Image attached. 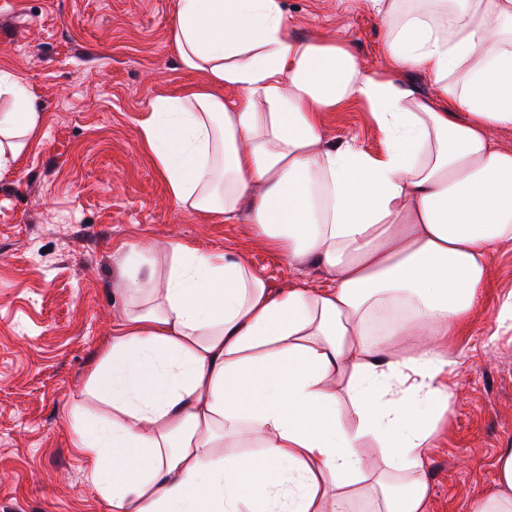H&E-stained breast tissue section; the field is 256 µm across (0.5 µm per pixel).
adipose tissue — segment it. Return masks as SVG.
<instances>
[{
	"mask_svg": "<svg viewBox=\"0 0 512 512\" xmlns=\"http://www.w3.org/2000/svg\"><path fill=\"white\" fill-rule=\"evenodd\" d=\"M370 3L385 26L375 71L346 41L292 34L282 0H176L171 41L204 81L140 125L171 198L245 220L325 283L275 289L232 250L167 243L155 304L125 311L87 377L102 415L72 416L113 512H346L359 494L375 512H428L445 341L512 244V149L495 138L512 127V0ZM2 96L1 172L41 127L22 73L0 72ZM351 99L380 152L327 141L324 113ZM156 259L128 247L114 288L145 293ZM492 468L471 512H512V448Z\"/></svg>",
	"mask_w": 512,
	"mask_h": 512,
	"instance_id": "adipose-tissue-1",
	"label": "adipose tissue"
}]
</instances>
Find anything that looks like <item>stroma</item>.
Returning <instances> with one entry per match:
<instances>
[{"instance_id":"1","label":"stroma","mask_w":512,"mask_h":512,"mask_svg":"<svg viewBox=\"0 0 512 512\" xmlns=\"http://www.w3.org/2000/svg\"><path fill=\"white\" fill-rule=\"evenodd\" d=\"M300 36L335 35L364 69L384 58L369 0H284ZM175 0H0V71L26 76L42 131L0 174V512H112L89 462L71 446L84 402L125 302L113 288L117 250L179 239L241 253L271 287L298 274L245 221L182 208L139 137L155 98L202 80L171 42ZM329 140L368 152L382 134L364 102L325 113ZM483 307L448 343L453 398L428 473L429 512H469L512 448V328L496 309L512 292V245L493 263Z\"/></svg>"}]
</instances>
